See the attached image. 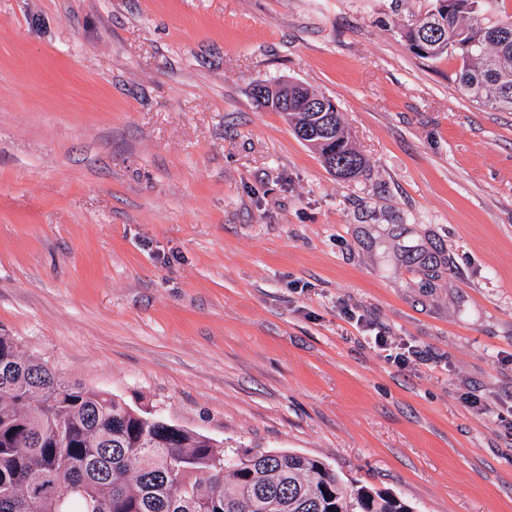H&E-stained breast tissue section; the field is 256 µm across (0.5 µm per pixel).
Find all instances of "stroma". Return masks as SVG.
I'll return each mask as SVG.
<instances>
[{
	"mask_svg": "<svg viewBox=\"0 0 512 512\" xmlns=\"http://www.w3.org/2000/svg\"><path fill=\"white\" fill-rule=\"evenodd\" d=\"M431 6L0 0V334L414 512H512V112L409 50ZM279 78L362 174L258 106ZM303 104V101H301L299 97L293 95L290 102L288 104L284 103V106L274 104L270 106L277 112H284L285 116L288 118V122L293 127L295 135L300 140L310 143V145L317 149L321 159H324V161L330 165L328 168L330 172H333L334 169L332 166L333 161H337L336 172H333L336 176L352 178L359 174L365 167V159L355 149L347 136L338 107L336 111V103L327 97L324 99L316 98L313 101L312 99L308 100L305 106L311 113L303 112ZM321 112H336L332 134L324 143H312L318 138H313V136L319 134L320 122H322L328 114L325 113L323 116L316 118ZM304 129H306L304 135L300 134ZM308 131H311L310 135H308ZM341 161H346L343 167L339 165Z\"/></svg>",
	"mask_w": 512,
	"mask_h": 512,
	"instance_id": "obj_1",
	"label": "stroma"
}]
</instances>
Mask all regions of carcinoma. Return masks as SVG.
<instances>
[{
    "label": "carcinoma",
    "mask_w": 512,
    "mask_h": 512,
    "mask_svg": "<svg viewBox=\"0 0 512 512\" xmlns=\"http://www.w3.org/2000/svg\"><path fill=\"white\" fill-rule=\"evenodd\" d=\"M412 22L436 60L452 55L472 98L512 112V15L489 17L497 0H446ZM303 101L273 106L336 175L365 167L341 117L315 142L324 117ZM414 512L390 492L345 487L323 461L255 448L216 449L206 436L135 410L117 396L65 379L0 335V512Z\"/></svg>",
    "instance_id": "1"
}]
</instances>
